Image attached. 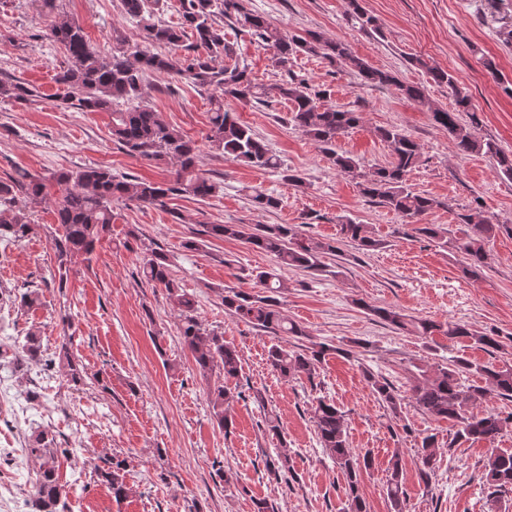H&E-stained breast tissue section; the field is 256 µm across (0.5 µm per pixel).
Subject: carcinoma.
Wrapping results in <instances>:
<instances>
[{
  "mask_svg": "<svg viewBox=\"0 0 512 512\" xmlns=\"http://www.w3.org/2000/svg\"><path fill=\"white\" fill-rule=\"evenodd\" d=\"M127 16L137 21L143 33V43L121 47L110 55H101L88 43L83 28L77 23L58 19L45 31L46 37L61 46L68 56L66 67L55 75V82L64 88L62 103L75 105L87 112H109L112 115V138L129 154L170 167L173 178L163 182L129 181L118 178L106 167H83L59 171L52 176L57 195V227L53 249L59 275H68L72 259L90 256L96 244L112 231V202L132 201L141 206H162L171 195L185 194L199 200L214 195L216 186L197 168L196 142L171 128L147 101L144 88L146 75L159 73L178 75L190 83L212 90L208 141L224 157L253 168L277 169L280 163L268 146L253 130L240 122L234 112L224 105L228 98L263 103L272 96L291 102L290 122L313 141L331 165L340 173L359 179L360 193L399 215L411 225L412 237L448 246L463 258L462 272L478 279L486 266V242L500 231L512 233L509 224H494L476 208L458 214L459 223L471 225L464 239L448 238V229L439 224H422L421 217L441 206L437 199L412 191L409 176L420 166V145L395 128H379L376 136L390 147L391 160L370 173L361 171L358 160L336 149V141L355 128L360 113L324 103L318 91H312L295 79L264 87L252 82L247 68L239 62L221 65L219 60L231 58L233 48L227 42L224 28L215 25L213 6H220L224 20L234 27L255 36L271 50L274 64L288 69L292 57L301 52L322 54L332 62H344L358 71L363 83L371 86H391L398 93L428 108L434 121L448 130L457 153L463 156L481 154L492 158L500 171L512 178V153L491 139H481L472 128L461 122L460 113L472 109L470 96L449 72L429 65L420 57L411 64L422 68L435 83L446 84L454 97L451 110L432 106L424 87L408 83L397 74L374 68L354 55L341 41H323L316 36H290L262 15L245 9L242 0H178L180 22L177 26L156 19L159 0H121ZM351 19L367 33H380L377 19L351 0ZM194 36L188 55H162L152 50L154 45L177 46L185 29ZM39 97L36 87L19 80H0V102L28 101ZM46 184L40 178L17 172L9 181H0V238L16 241L27 238L34 230L23 209L12 202L21 192L30 200L43 199ZM203 233L214 238H233L253 249L272 255L277 263L314 273L322 270V258L340 251L338 243L348 242L362 251H374L383 245L373 237L368 225L350 218L339 224L334 241L316 240L297 235L289 224H207ZM144 280L166 290L180 318L179 332L184 348L193 356L199 374L207 377L218 371L224 383L210 391L213 417L218 428L229 434L233 426L224 404L230 399L228 382L238 378L241 361L236 347L224 341V336L209 330L196 315L194 299L176 284L171 275L167 255L157 249L147 250L141 266ZM262 292L247 295L228 290L224 309L233 317L274 335L286 334L297 338L307 336L299 324L287 319L281 311V288L284 284L276 274L259 271L255 274ZM361 307L396 330L413 329L424 339L446 336L454 341L468 338L487 348H500L494 334H476L468 325L448 320L437 323L413 319L393 307L361 304ZM329 347L315 344L303 351L289 352L278 345L268 350L271 368L287 380L305 378L314 381L318 365ZM67 368L68 382L76 389L85 385L86 371L67 345L63 344L53 357L45 355L41 338L25 337L14 359L15 368L29 370L38 367L51 371L55 363ZM366 381L379 401L395 415L401 413L405 400H410L423 413L453 422L455 431L448 446L468 442L494 441L512 422L507 415L494 410L475 411L491 397L512 401V365L476 364L456 357L446 365L417 367V373L404 396L390 381L370 372ZM313 422L322 445L345 479L348 512H370L362 490L364 473L372 468L370 451L355 452L348 448L345 412L336 403L317 399L312 407ZM437 440L434 435L421 439L418 446V473L429 483L438 463ZM26 451L37 463L35 493L29 502L31 512H64L69 490L58 476L57 459L71 455L75 448H60L56 436L48 429L32 432ZM265 470L275 479L292 472V458L284 451L265 461ZM96 482L107 486L116 501L127 497L125 461L115 456L100 458L94 467ZM485 478L493 493L512 488V453H496L485 464ZM386 496L391 512H408L407 497L402 483L400 455L389 461Z\"/></svg>",
  "mask_w": 512,
  "mask_h": 512,
  "instance_id": "carcinoma-1",
  "label": "carcinoma"
}]
</instances>
